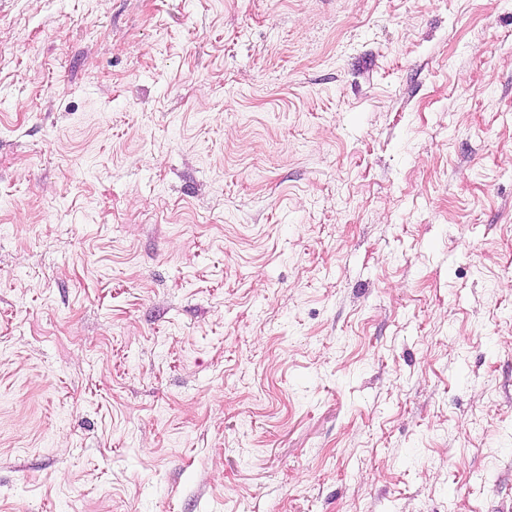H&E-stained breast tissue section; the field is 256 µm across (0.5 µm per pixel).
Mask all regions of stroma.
Wrapping results in <instances>:
<instances>
[{"label": "stroma", "instance_id": "obj_1", "mask_svg": "<svg viewBox=\"0 0 512 512\" xmlns=\"http://www.w3.org/2000/svg\"><path fill=\"white\" fill-rule=\"evenodd\" d=\"M0 512H512V0H0Z\"/></svg>", "mask_w": 512, "mask_h": 512}]
</instances>
